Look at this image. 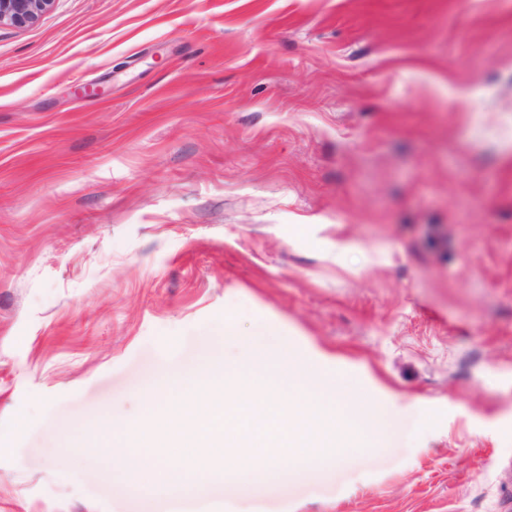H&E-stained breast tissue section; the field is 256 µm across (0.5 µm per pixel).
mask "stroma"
I'll return each mask as SVG.
<instances>
[{"mask_svg": "<svg viewBox=\"0 0 512 512\" xmlns=\"http://www.w3.org/2000/svg\"><path fill=\"white\" fill-rule=\"evenodd\" d=\"M286 343L384 436L253 512H512V0H56L1 25L0 512H172L66 436Z\"/></svg>", "mask_w": 512, "mask_h": 512, "instance_id": "1", "label": "stroma"}]
</instances>
